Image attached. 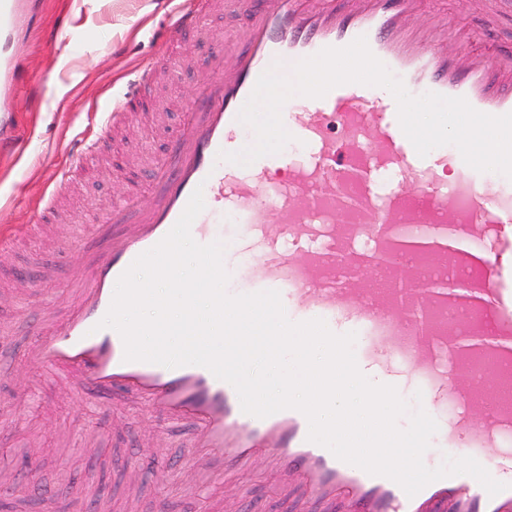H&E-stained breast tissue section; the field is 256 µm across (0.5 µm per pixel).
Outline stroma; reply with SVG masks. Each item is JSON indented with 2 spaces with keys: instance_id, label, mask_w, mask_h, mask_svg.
<instances>
[{
  "instance_id": "35a3bbf8",
  "label": "stroma",
  "mask_w": 512,
  "mask_h": 512,
  "mask_svg": "<svg viewBox=\"0 0 512 512\" xmlns=\"http://www.w3.org/2000/svg\"><path fill=\"white\" fill-rule=\"evenodd\" d=\"M172 0H37L34 22L21 34L13 133L16 155L0 156V227L31 223L51 193L64 206L42 236L23 238L0 252V488L38 481L54 495V512H225L223 479L202 494L187 491L194 466L188 430L168 433L135 399L91 398L73 388L71 370L28 365L24 352L35 342L23 319L31 306L53 303L55 316L68 305V275L111 237L106 219L119 197L137 205L153 202L157 186L148 166L170 162L171 141L196 99L200 73L215 49L210 37L243 26L219 13L201 31H187L167 44ZM165 54L173 71H157L149 91L137 97L129 121L103 129L101 116L123 93L135 71ZM129 158L139 175L120 185L113 158ZM69 171L55 186L57 171ZM212 222L227 248L232 282L249 272L239 245L240 224L219 213ZM152 436L145 456L157 467L138 485L128 483L134 441ZM275 477L263 464L240 482L243 512H297L273 496Z\"/></svg>"
}]
</instances>
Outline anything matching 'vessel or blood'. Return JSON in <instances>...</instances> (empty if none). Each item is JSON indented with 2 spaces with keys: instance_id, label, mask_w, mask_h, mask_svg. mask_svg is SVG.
<instances>
[{
  "instance_id": "obj_1",
  "label": "vessel or blood",
  "mask_w": 512,
  "mask_h": 512,
  "mask_svg": "<svg viewBox=\"0 0 512 512\" xmlns=\"http://www.w3.org/2000/svg\"><path fill=\"white\" fill-rule=\"evenodd\" d=\"M424 2L182 0L174 36L202 29L220 9L246 17V26L222 44L236 61L227 69L218 62L209 67L201 98L172 141L171 166L154 171L162 185L159 205L129 224L132 202L117 204L109 220L121 230L71 279L73 303L62 322L45 326L42 306L28 323L39 336L28 352L30 364L74 370L79 390L134 397L155 416L186 426L197 464L188 484L197 492L223 477L228 512H239L237 484L257 461L279 475L280 497L302 504L314 499L325 512H512V281L489 268L469 295L422 288L415 250L400 246L409 224H453L481 238L484 225L512 224V200L494 185L476 186L457 151L444 159L460 171L455 182L425 173L400 128L396 103L379 102L375 87L361 84L312 100L300 123L315 150L287 182L272 180L270 167L257 161L247 178L231 179L232 163L219 158L242 148L246 127L238 114L272 64L288 75L300 60L360 36L410 93L462 97L494 116L512 113V35L500 33L504 21H512V0H458L447 29L418 32L412 22ZM24 9V0H0L5 93L15 82L12 40ZM334 120L336 136L328 132ZM394 170L420 183L416 196L397 188L377 194L382 172ZM198 188L205 210L191 226L196 242L216 241L208 215L227 203L236 223L247 227L253 261L242 292L278 291L294 322L320 319L333 332L344 325L363 330L358 364L379 365L420 391L423 403L459 402L463 411L444 431V448L476 459L505 490L489 496L475 478L461 474L407 496L391 479L309 441L308 421L298 410L258 418L244 413L235 388L205 367L125 360L119 333L99 323L119 277L169 233ZM272 211L274 224L267 221ZM351 223L371 225L369 252L353 250L346 231ZM372 261L379 265L376 277H359Z\"/></svg>"
}]
</instances>
